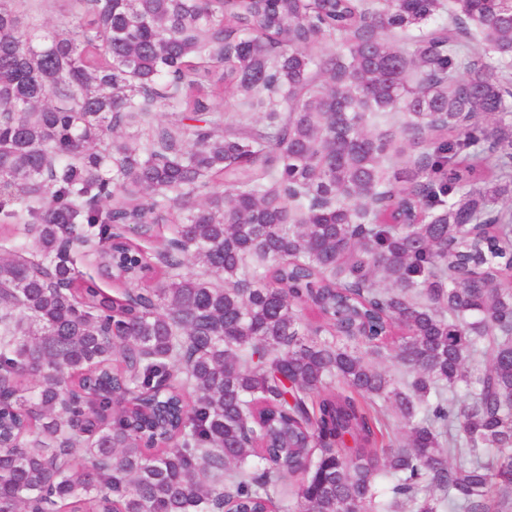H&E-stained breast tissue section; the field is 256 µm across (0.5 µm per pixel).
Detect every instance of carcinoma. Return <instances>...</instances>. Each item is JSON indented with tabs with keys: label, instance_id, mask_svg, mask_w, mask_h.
<instances>
[{
	"label": "carcinoma",
	"instance_id": "1",
	"mask_svg": "<svg viewBox=\"0 0 512 512\" xmlns=\"http://www.w3.org/2000/svg\"><path fill=\"white\" fill-rule=\"evenodd\" d=\"M57 21L0 0V512H512V0Z\"/></svg>",
	"mask_w": 512,
	"mask_h": 512
}]
</instances>
